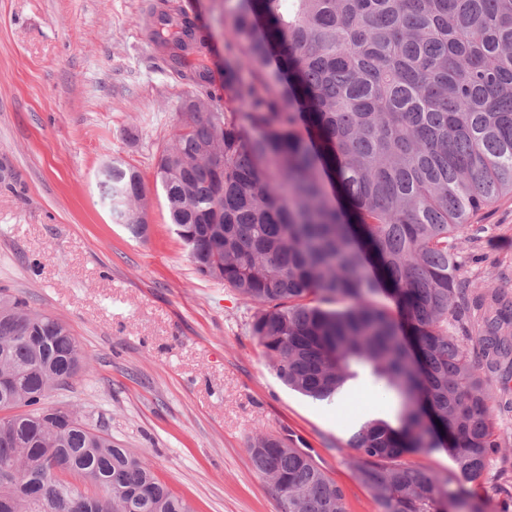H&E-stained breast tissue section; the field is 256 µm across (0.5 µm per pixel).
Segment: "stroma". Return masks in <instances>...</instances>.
<instances>
[{"instance_id": "obj_1", "label": "stroma", "mask_w": 512, "mask_h": 512, "mask_svg": "<svg viewBox=\"0 0 512 512\" xmlns=\"http://www.w3.org/2000/svg\"><path fill=\"white\" fill-rule=\"evenodd\" d=\"M151 0H0V288L64 321L90 363L46 406L76 409L195 512H280L248 453L259 432L304 440L341 487L347 512H379L358 480L347 440L369 416L393 418L391 396L359 381L330 404L289 390L248 330L251 310L232 288L200 276L173 231L155 179L160 152L188 99L237 110L224 82V0H165L197 11L205 45L188 68L198 87L150 42ZM146 185V237L113 223L100 172L112 161ZM472 294L512 298V197L481 210L457 245ZM512 471V450L491 457L470 503L512 512L490 482Z\"/></svg>"}]
</instances>
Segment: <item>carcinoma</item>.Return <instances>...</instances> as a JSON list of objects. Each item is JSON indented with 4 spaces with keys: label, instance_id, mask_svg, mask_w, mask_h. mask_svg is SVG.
<instances>
[{
    "label": "carcinoma",
    "instance_id": "1",
    "mask_svg": "<svg viewBox=\"0 0 512 512\" xmlns=\"http://www.w3.org/2000/svg\"><path fill=\"white\" fill-rule=\"evenodd\" d=\"M224 26L240 121L202 101L180 113L156 162L176 234L198 274L254 309L249 331L289 389L330 404L361 379L397 398L395 422L366 418L348 441L379 512H480L465 484L512 437L448 315L458 241L512 194V0H234ZM198 30L159 5L145 27L201 86L206 70H182ZM100 188L145 236L140 173L114 162ZM492 302L478 345L493 368L512 357V300ZM88 367L65 323L0 289V512H193L144 456L43 406ZM432 448L457 487L407 462ZM248 452L281 512H346L291 436L259 434Z\"/></svg>",
    "mask_w": 512,
    "mask_h": 512
}]
</instances>
